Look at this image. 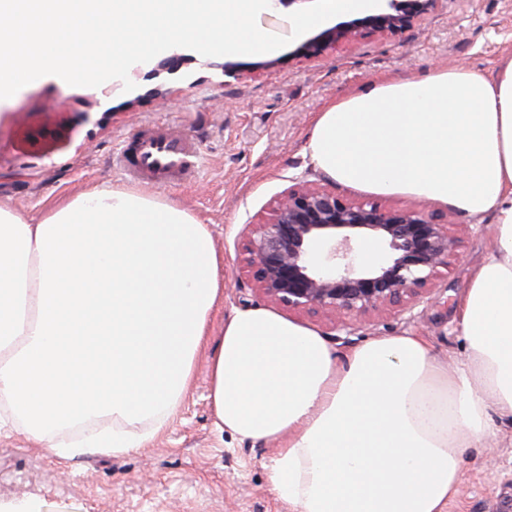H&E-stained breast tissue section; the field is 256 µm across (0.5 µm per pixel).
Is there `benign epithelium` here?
<instances>
[{
	"instance_id": "7a95c632",
	"label": "benign epithelium",
	"mask_w": 512,
	"mask_h": 512,
	"mask_svg": "<svg viewBox=\"0 0 512 512\" xmlns=\"http://www.w3.org/2000/svg\"><path fill=\"white\" fill-rule=\"evenodd\" d=\"M378 13L341 22L296 45L290 56L309 60L363 33L393 36L434 13L444 0H381ZM370 233L393 252L391 264L358 273L350 260L353 236ZM462 238L424 208L353 201L326 187L298 183L281 195L269 217L243 229L241 252L248 285L269 303L295 313L353 321L385 310L410 311L439 287Z\"/></svg>"
}]
</instances>
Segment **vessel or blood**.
<instances>
[{"label":"vessel or blood","instance_id":"obj_1","mask_svg":"<svg viewBox=\"0 0 512 512\" xmlns=\"http://www.w3.org/2000/svg\"><path fill=\"white\" fill-rule=\"evenodd\" d=\"M198 159L193 135L147 125L131 136L115 165L129 182L163 186L193 179Z\"/></svg>","mask_w":512,"mask_h":512}]
</instances>
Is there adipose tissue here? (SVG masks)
<instances>
[{"mask_svg":"<svg viewBox=\"0 0 512 512\" xmlns=\"http://www.w3.org/2000/svg\"><path fill=\"white\" fill-rule=\"evenodd\" d=\"M306 154L344 186L495 218L448 369L415 335L336 351L261 307L235 311L210 361L219 429L275 440L293 512H447L461 458L512 419V58L373 85L328 106ZM207 225L94 188L30 224L0 208V414L62 460L144 448L187 389L223 294Z\"/></svg>","mask_w":512,"mask_h":512,"instance_id":"1","label":"adipose tissue"}]
</instances>
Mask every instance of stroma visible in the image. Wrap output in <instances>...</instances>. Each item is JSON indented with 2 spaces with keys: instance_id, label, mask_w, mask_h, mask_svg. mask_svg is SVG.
Segmentation results:
<instances>
[{
  "instance_id": "obj_1",
  "label": "stroma",
  "mask_w": 512,
  "mask_h": 512,
  "mask_svg": "<svg viewBox=\"0 0 512 512\" xmlns=\"http://www.w3.org/2000/svg\"><path fill=\"white\" fill-rule=\"evenodd\" d=\"M512 57V0H445L395 37L367 35L310 60L237 55L247 70L224 74V57L166 50L129 73L135 88L73 87L56 78L0 105V207L37 222L50 205L94 187L128 189L112 167L127 137L145 125L192 134L201 153L191 184L151 187L148 195L186 209L212 233L223 259L224 300L212 314L208 348L192 383L148 447L62 463L15 431H0V512H292L272 492L265 467L277 448L220 431L209 398V358L234 310L265 306L248 288L237 251L245 224L266 218L297 182L334 188L349 200L363 191L334 184L309 165L314 119L330 102L369 85L437 69L494 73ZM461 257L436 293L413 311L383 312L352 335L332 320L303 317L338 351L379 336L425 337L444 363L464 356L453 322L470 268L487 258L492 219L462 222ZM487 447L462 456L460 497L448 512H512V421L497 423Z\"/></svg>"
}]
</instances>
